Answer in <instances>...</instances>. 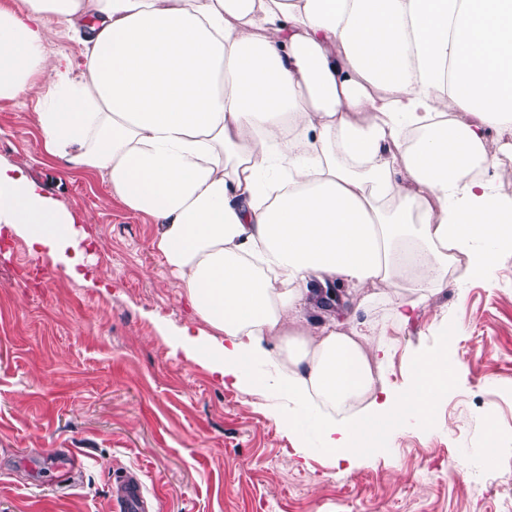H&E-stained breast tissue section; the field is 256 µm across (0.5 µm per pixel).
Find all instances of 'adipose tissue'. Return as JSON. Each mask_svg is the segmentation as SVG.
I'll return each instance as SVG.
<instances>
[{
  "label": "adipose tissue",
  "mask_w": 512,
  "mask_h": 512,
  "mask_svg": "<svg viewBox=\"0 0 512 512\" xmlns=\"http://www.w3.org/2000/svg\"><path fill=\"white\" fill-rule=\"evenodd\" d=\"M0 6V99L39 91L41 146L100 174L158 226L154 246L213 331L204 355L235 386L287 399L356 466L398 426L427 423L456 366L455 328L351 418L312 416L373 381L375 329L311 332L303 310L342 284L386 288L408 322L443 287L449 251L496 277L512 248L497 189L512 142V0H27ZM56 18L83 46L49 56ZM472 113L469 122L457 120ZM75 216L0 163V226L76 274ZM414 290L397 291L398 278ZM292 335L282 370L264 343Z\"/></svg>",
  "instance_id": "adipose-tissue-1"
}]
</instances>
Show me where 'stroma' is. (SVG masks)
<instances>
[{
  "label": "stroma",
  "instance_id": "obj_1",
  "mask_svg": "<svg viewBox=\"0 0 512 512\" xmlns=\"http://www.w3.org/2000/svg\"><path fill=\"white\" fill-rule=\"evenodd\" d=\"M37 99H0V161L82 216L84 260L75 278L0 236V512H113L125 471L151 512H512L511 250L493 282L432 289L406 325L387 301L362 307L359 292L333 312L307 307L317 326L383 329L387 386L409 382L447 324L459 369L429 426H404L353 468L313 436L303 457L279 399L225 384L187 345L206 325L156 252L152 220L41 149ZM490 409L501 437L485 464L475 451ZM68 451L82 460L73 483L58 478Z\"/></svg>",
  "mask_w": 512,
  "mask_h": 512
}]
</instances>
